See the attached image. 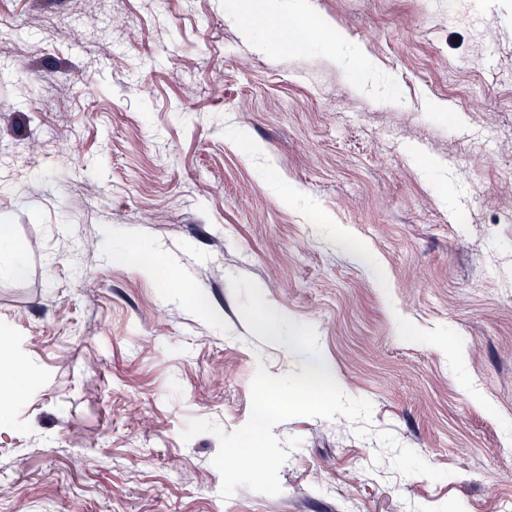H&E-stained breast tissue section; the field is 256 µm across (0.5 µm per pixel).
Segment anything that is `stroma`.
I'll use <instances>...</instances> for the list:
<instances>
[{
	"label": "stroma",
	"instance_id": "obj_1",
	"mask_svg": "<svg viewBox=\"0 0 512 512\" xmlns=\"http://www.w3.org/2000/svg\"><path fill=\"white\" fill-rule=\"evenodd\" d=\"M236 0H0V512H501L512 501V0H308L245 36ZM446 109L434 112L430 103ZM416 156H407L406 146ZM137 245L159 272L112 261ZM314 327L342 391L293 417L270 496L220 495L262 341L230 279ZM459 347L462 364L448 358ZM16 21L12 17L0 14V70L8 68L13 62V43L18 32ZM0 242L1 245H9V254L6 260L9 271L16 277L23 276L26 269L22 260L21 250L11 242L8 228L3 224L0 226Z\"/></svg>",
	"mask_w": 512,
	"mask_h": 512
}]
</instances>
